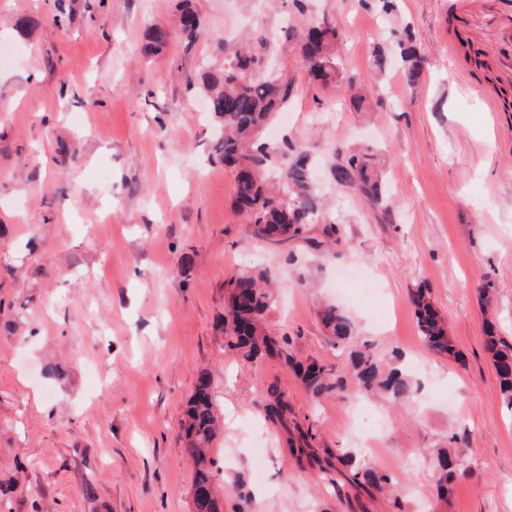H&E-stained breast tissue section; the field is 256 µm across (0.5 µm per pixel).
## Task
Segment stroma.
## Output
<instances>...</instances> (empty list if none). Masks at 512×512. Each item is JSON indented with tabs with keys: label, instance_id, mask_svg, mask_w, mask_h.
Masks as SVG:
<instances>
[{
	"label": "stroma",
	"instance_id": "35a3bbf8",
	"mask_svg": "<svg viewBox=\"0 0 512 512\" xmlns=\"http://www.w3.org/2000/svg\"><path fill=\"white\" fill-rule=\"evenodd\" d=\"M177 0H0V512H193L194 466L179 436L200 376L224 422L213 443L223 512H392L347 506L329 473L299 465L259 403L286 391L319 448H345L399 481L404 512H512V413L483 350V324L512 336V0H309L346 32L340 63L371 86L369 120L342 89L311 82L280 37L286 0H192L206 33L146 59L150 26ZM410 28L427 58L415 91L400 67L372 77L375 45ZM252 32L294 78L268 137L306 145L324 220L280 244L245 236L235 180L212 160L215 130L182 74L220 67L221 40ZM480 54L486 70L464 59ZM385 150L382 208L336 188L353 144ZM336 243L325 246V224ZM267 269L269 331L295 359L347 372L321 305L354 342L419 383L410 399L314 398L279 359L246 364L224 347V281ZM494 281L483 307L479 291ZM429 288L461 354L422 343L410 292ZM462 435L469 478L435 499L433 458ZM320 320L326 335L330 338L332 346L337 348L340 346V343L350 342L353 335L351 324L335 306H326L320 312Z\"/></svg>",
	"mask_w": 512,
	"mask_h": 512
}]
</instances>
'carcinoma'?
<instances>
[{
	"label": "carcinoma",
	"instance_id": "obj_1",
	"mask_svg": "<svg viewBox=\"0 0 512 512\" xmlns=\"http://www.w3.org/2000/svg\"><path fill=\"white\" fill-rule=\"evenodd\" d=\"M291 6L301 21L285 27L283 36L298 48L308 74L323 85L334 84L343 89L353 111H371L372 100L366 87L346 76L338 61L337 45L342 40V32L336 24L327 16H310L306 0H291ZM177 8L180 15L176 25L150 29L143 54L154 55L172 40L189 47L199 39L201 22L198 15L182 0ZM395 49L405 86L412 90L420 81L426 60L406 28L398 33ZM222 51L226 56L225 67L219 70L203 68L186 76L187 88L204 93L207 112L219 128L213 158L235 174V204L248 215L249 239L277 244L300 237L308 225L316 223L321 213L308 149L286 141L278 143L261 139L263 128L272 116L288 105L294 88L293 78L279 69H271L258 78L252 77L260 68L265 53L244 44L232 48L224 44ZM391 63L389 51L378 46L371 55V73L381 77ZM384 165L383 155L374 145H358L334 166L333 179L336 185L357 192L369 205L380 206L388 191ZM268 280L265 270L235 274L226 280L224 337L228 350L240 360L252 363L264 356L283 357L305 389L317 398L349 388L356 395L381 392L394 401H401L415 391L410 375L396 367L384 371L365 343L353 352L352 372L347 380L331 365L317 360L308 363L293 360L288 353V338L273 336L265 328V316L275 303ZM411 302L424 345L438 356L458 358L448 322L435 307L430 291L426 288L412 291ZM320 320L331 344L350 342L351 324L336 307H325L320 312ZM483 344L495 368L503 403L512 411V341L500 335L497 326L489 322L484 330ZM264 409L272 421L286 424L288 414L292 413L288 394L277 388L268 390ZM182 429L187 454L195 466L194 487L200 490L212 483L214 461L210 448L220 429L216 404L204 377L190 400ZM463 459L461 452L451 457L445 448L436 451L435 470L440 497L448 498L453 484L470 475V468ZM339 462L341 467L336 473L340 478L336 480V490L349 487L357 493L367 488L387 492L393 512H403L394 493L395 481L389 473L372 466H361L350 455L343 456Z\"/></svg>",
	"mask_w": 512,
	"mask_h": 512
}]
</instances>
